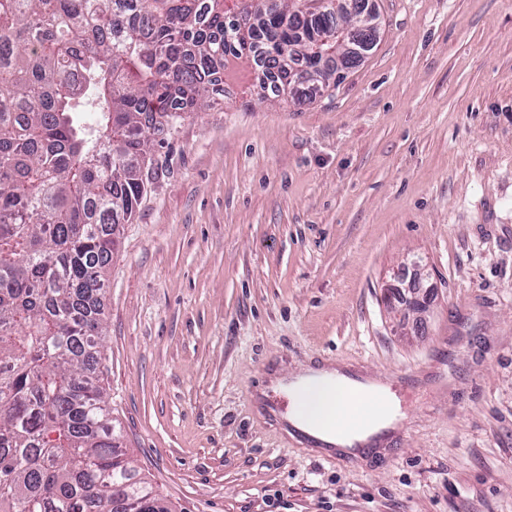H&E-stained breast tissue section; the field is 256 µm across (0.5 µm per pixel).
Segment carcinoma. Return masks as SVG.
Returning <instances> with one entry per match:
<instances>
[{
    "label": "carcinoma",
    "instance_id": "cac0c4a2",
    "mask_svg": "<svg viewBox=\"0 0 512 512\" xmlns=\"http://www.w3.org/2000/svg\"><path fill=\"white\" fill-rule=\"evenodd\" d=\"M0 0V512H170L114 437L95 383L117 229L181 109L261 64L301 102L350 2ZM179 98L183 108L173 104Z\"/></svg>",
    "mask_w": 512,
    "mask_h": 512
}]
</instances>
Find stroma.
Returning a JSON list of instances; mask_svg holds the SVG:
<instances>
[{"label": "stroma", "instance_id": "1", "mask_svg": "<svg viewBox=\"0 0 512 512\" xmlns=\"http://www.w3.org/2000/svg\"><path fill=\"white\" fill-rule=\"evenodd\" d=\"M367 6L375 47L304 103L223 68L120 228L102 385L171 512H512V0ZM332 361L406 375L386 451L322 457L258 404Z\"/></svg>", "mask_w": 512, "mask_h": 512}]
</instances>
